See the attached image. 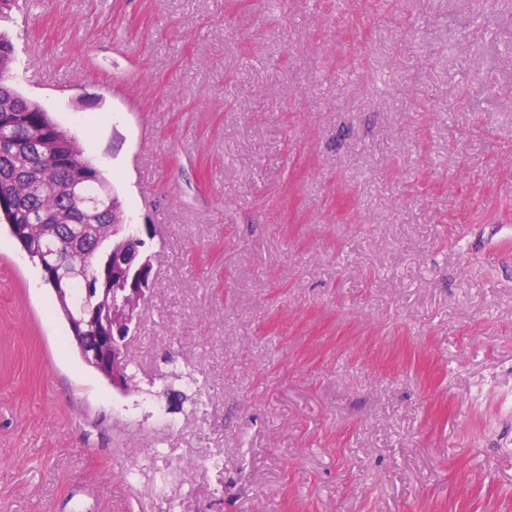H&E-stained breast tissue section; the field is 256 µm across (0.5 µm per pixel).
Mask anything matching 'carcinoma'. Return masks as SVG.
Listing matches in <instances>:
<instances>
[{"instance_id":"obj_1","label":"carcinoma","mask_w":512,"mask_h":512,"mask_svg":"<svg viewBox=\"0 0 512 512\" xmlns=\"http://www.w3.org/2000/svg\"><path fill=\"white\" fill-rule=\"evenodd\" d=\"M14 61V46L8 36L0 33V188L16 196L14 211L0 214L7 224H26L28 243L32 250H41V224L64 228L63 246L69 250L72 268L95 265L100 253L82 252L81 245L94 239L110 249L115 241L131 235L130 225L124 223L119 201L104 213L93 205L99 198L100 185L112 189L110 183L85 155L79 142L38 103L21 96L8 84ZM53 133L59 156L82 168V186L73 197L68 191L70 172L66 167L35 174L34 157L16 148V143ZM59 287L67 289L74 298L72 307L61 310L64 317L78 314L83 306L84 283L78 277L63 280Z\"/></svg>"}]
</instances>
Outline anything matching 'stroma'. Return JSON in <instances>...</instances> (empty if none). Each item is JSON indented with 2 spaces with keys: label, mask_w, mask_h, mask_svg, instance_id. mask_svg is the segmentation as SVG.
<instances>
[{
  "label": "stroma",
  "mask_w": 512,
  "mask_h": 512,
  "mask_svg": "<svg viewBox=\"0 0 512 512\" xmlns=\"http://www.w3.org/2000/svg\"><path fill=\"white\" fill-rule=\"evenodd\" d=\"M0 30L153 277L120 395L0 227V512H512V0H14ZM215 452L166 496L122 476Z\"/></svg>",
  "instance_id": "obj_1"
}]
</instances>
